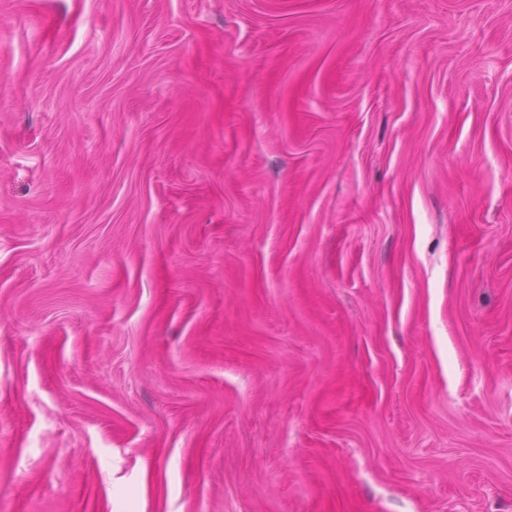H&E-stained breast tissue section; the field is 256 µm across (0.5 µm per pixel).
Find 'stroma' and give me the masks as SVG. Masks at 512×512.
<instances>
[{
	"mask_svg": "<svg viewBox=\"0 0 512 512\" xmlns=\"http://www.w3.org/2000/svg\"><path fill=\"white\" fill-rule=\"evenodd\" d=\"M0 512H512V0H0Z\"/></svg>",
	"mask_w": 512,
	"mask_h": 512,
	"instance_id": "35a3bbf8",
	"label": "stroma"
}]
</instances>
